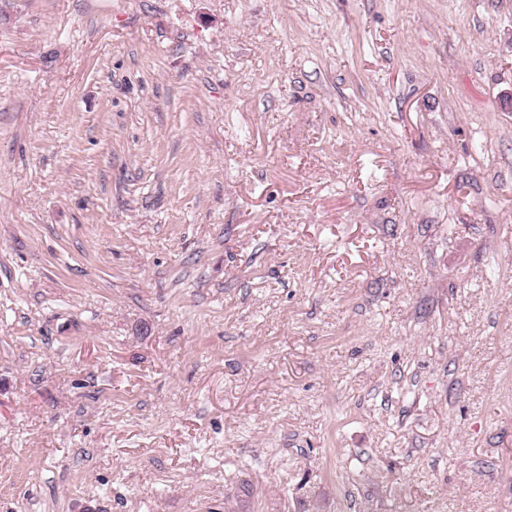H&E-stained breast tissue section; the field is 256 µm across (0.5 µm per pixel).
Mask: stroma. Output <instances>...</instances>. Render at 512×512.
<instances>
[{"label": "stroma", "mask_w": 512, "mask_h": 512, "mask_svg": "<svg viewBox=\"0 0 512 512\" xmlns=\"http://www.w3.org/2000/svg\"><path fill=\"white\" fill-rule=\"evenodd\" d=\"M512 512V0H0V512Z\"/></svg>", "instance_id": "stroma-1"}]
</instances>
